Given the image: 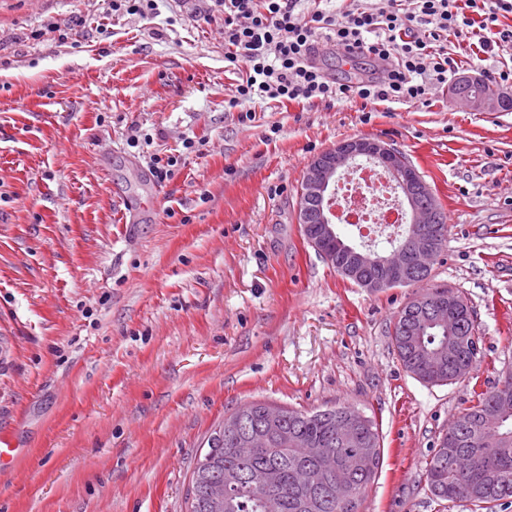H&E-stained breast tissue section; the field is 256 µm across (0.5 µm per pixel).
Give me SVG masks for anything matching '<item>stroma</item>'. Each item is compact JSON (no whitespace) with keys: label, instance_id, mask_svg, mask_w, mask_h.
Returning a JSON list of instances; mask_svg holds the SVG:
<instances>
[{"label":"stroma","instance_id":"1","mask_svg":"<svg viewBox=\"0 0 512 512\" xmlns=\"http://www.w3.org/2000/svg\"><path fill=\"white\" fill-rule=\"evenodd\" d=\"M69 29L58 44L53 26ZM214 0H0V430L24 456L0 512H185L202 442L237 407L352 405L383 466L360 512H476L425 479L472 389L512 375V110L475 112L447 86L365 112L225 99ZM460 72L497 83L512 46ZM376 137L441 203L430 279L368 292L296 222L308 161ZM194 148H185V141ZM176 157L166 179L153 155ZM447 288L480 336L474 377L432 386L389 336L415 295ZM157 0H111L112 13L139 14L142 17L148 16L156 10Z\"/></svg>","mask_w":512,"mask_h":512}]
</instances>
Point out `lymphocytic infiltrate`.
Listing matches in <instances>:
<instances>
[{
  "label": "lymphocytic infiltrate",
  "mask_w": 512,
  "mask_h": 512,
  "mask_svg": "<svg viewBox=\"0 0 512 512\" xmlns=\"http://www.w3.org/2000/svg\"><path fill=\"white\" fill-rule=\"evenodd\" d=\"M302 0H216L224 16L226 59L244 72L228 107L267 99L326 107L349 99L363 106L387 102L414 106L459 69L446 47L449 37L476 40L479 52L512 40L499 29L512 15V0H365L363 7L301 11ZM345 57L372 58L379 76L343 84L316 64L317 46Z\"/></svg>",
  "instance_id": "1"
}]
</instances>
